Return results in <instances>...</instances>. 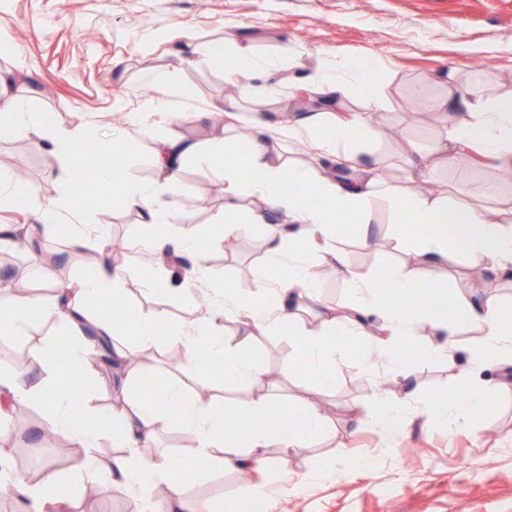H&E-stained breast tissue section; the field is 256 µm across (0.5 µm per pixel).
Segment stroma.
<instances>
[{
    "label": "stroma",
    "instance_id": "obj_1",
    "mask_svg": "<svg viewBox=\"0 0 512 512\" xmlns=\"http://www.w3.org/2000/svg\"><path fill=\"white\" fill-rule=\"evenodd\" d=\"M1 31L8 35L7 41H0V75L8 81V94L29 111L49 117L53 125H85L94 132L86 150L75 151L67 162L36 149L35 130L0 137V175L23 173L43 204L96 192L94 173L107 164L123 167L137 182L154 180L151 148L158 138L205 145L224 135L235 142L246 134L260 135V128L253 125L225 131L217 119L225 98L222 66L203 51L191 64L176 66L170 45L154 44L163 31L183 34L201 48L215 39L243 35L261 57L277 55L288 43L309 69H338L354 58L371 57L373 77L384 85L387 96L373 148L390 158L385 179L391 185L406 179L399 156L407 146L427 150L444 132L441 118L428 111L414 125L406 123L418 91L444 94L434 75L455 70L459 83H475L489 97L512 92V0H0ZM19 58L28 75H18ZM477 60L485 64L478 72L472 68ZM169 73L189 89L190 99L174 106L167 118L150 119L134 130L139 102L164 98L163 80ZM112 137L124 141V150L114 155L99 152L97 140ZM74 166L85 170V179L70 177ZM180 183L176 199L196 192L208 196L209 204L193 214L176 208L171 223L206 233L224 213L223 171L190 162ZM434 184L465 203L483 195L491 204L512 205V178L493 167H476L460 159L436 169L421 188L426 191ZM83 216L94 250L126 267L124 293L117 305L126 310L161 308L168 321L178 325L197 318L198 309L180 297L152 293L151 279L161 271L147 267L150 252L137 209L107 212L88 207ZM72 225L66 214L58 233L0 249V294H7L20 280L31 293L50 295L49 284L40 276L44 266L62 276L88 273L85 253L70 246ZM360 231L359 225H345L338 240L351 269L380 273L399 263L418 268L417 260L398 249L379 253L363 244ZM203 262L219 277L251 287L267 263L263 227L255 225L213 243ZM483 273V279L475 280L469 270L451 271L450 291L470 290L480 298L512 302V281L490 265ZM470 341V336L458 337L459 350L453 356L421 357L410 363L408 378H389L391 398L403 402L410 419L404 429L391 434L380 433L369 419L352 418L354 410L373 409L375 378L389 377L384 361L376 362L371 376L358 358L337 360L330 383L313 389L302 373L289 375L279 393L296 406L319 403L330 426L319 440L297 449L287 466L279 464V448L265 449L271 466L256 477L264 487L260 512H512V390L490 386L494 408L475 432H452L426 423V405L455 388L466 369L461 348ZM287 345V337L264 331L245 354L264 370L277 371ZM142 356L140 364L122 368L91 364L82 382L91 404L111 407L127 375L136 391L149 382L180 381L197 387L198 373L171 347L149 349ZM14 413L23 417V424L0 438V456L9 460L13 472L34 483L48 462L65 479L79 471L84 449L48 443L40 409L19 405ZM360 455L372 456L370 468L351 466V458ZM239 488L235 472L213 469L196 472L183 486L189 498L227 502ZM70 492L71 512L142 510L137 496L107 482L97 485L91 500L85 499L82 486H72Z\"/></svg>",
    "mask_w": 512,
    "mask_h": 512
}]
</instances>
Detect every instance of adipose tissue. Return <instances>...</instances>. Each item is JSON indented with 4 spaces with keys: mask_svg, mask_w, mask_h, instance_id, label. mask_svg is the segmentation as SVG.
I'll use <instances>...</instances> for the list:
<instances>
[{
    "mask_svg": "<svg viewBox=\"0 0 512 512\" xmlns=\"http://www.w3.org/2000/svg\"><path fill=\"white\" fill-rule=\"evenodd\" d=\"M206 51L222 64L225 81L236 89L235 95L224 100L228 127L251 121L245 103L260 92L274 99L285 95L294 100L306 85L318 96L320 106L309 114L291 113L279 125L266 126L238 165L225 161L232 147L227 138L207 146L162 138L152 147L153 182H135L112 167L98 169L95 180L113 200L140 210L146 243L159 262L174 254L193 256V263L182 271L183 289H175L172 280L162 278L156 282L159 292L176 291L190 302L196 296L194 283L212 279L198 260L197 235L168 221L180 172L191 161L224 172V222L217 226V233L231 237L248 225H263L268 267L257 272L251 289L213 287L216 303L206 316L188 326H171L165 336L157 331L166 321L160 310H134L120 323L110 314L90 312L89 303L122 290L123 268L107 262L96 263L85 275L53 278V293L46 298L0 297L1 336L28 335L33 323L43 320L56 324L70 339L65 357H58L49 345L35 344L28 349L26 367L0 368V420L7 417L5 401L35 405L44 411L47 427L66 442L83 448L115 447L117 453L109 469L93 470L89 480L108 482L136 495L145 512H224L223 503L188 499L182 488V472L206 466L227 471L265 469L269 461L262 454L264 448L275 445L287 455L326 431L329 419L319 405L306 403L299 427L282 433L263 428L262 423L274 413H287V406L271 410L270 399L263 397L228 407L220 399L205 401L192 396L172 382L155 392L124 397L113 404L112 416L107 419L89 407L79 385L59 387L58 375L63 373L74 380L82 376L99 338L116 336L123 329L133 336L138 348L180 347L194 370L220 369L225 387L247 388L262 383L264 372L244 355V348L256 332L284 327L288 330V351L282 361L283 373L300 371L308 382L322 383L344 354L337 345L343 338L355 347L367 342L381 345L387 369L403 376L407 369L400 352L415 347L419 325L431 323L441 340L425 347L429 357L456 351L458 335L471 330L479 334L466 348L473 367L472 374L465 377L466 397L452 392L428 406L430 422L455 430H476L488 406L480 372L502 375L512 371V323L503 319L502 303L462 292L449 294L447 279L427 278L402 264L386 269L380 279L369 270L351 271L337 241L343 219L369 223L375 199L385 195L395 208V241L400 252L416 254L424 265L438 269H474L489 264L512 276V206L495 208L496 219L491 222L485 207L451 204L423 193L416 179L427 170L430 155L446 165L465 155L475 164L511 174L512 93L488 99L457 86L453 74H440L447 93L429 100L428 108L453 111L454 122L428 152L413 149L402 156L406 181L389 191L384 186L387 156L378 153L372 160L363 158L378 137L372 116L385 107L384 90L372 78L369 62H349L340 74L319 67L301 81L282 75L276 63L256 57L250 44L244 42L229 49L216 41ZM353 89L359 92V110H342L343 100ZM32 127L41 130L40 147L63 160L69 158L76 143L88 138L82 127L46 126L40 113L23 111L19 100L0 94V133ZM287 138L311 149L308 161L285 165L279 146ZM246 198L254 199V206L243 207ZM311 253L317 255L318 265L307 263ZM322 270L348 281L347 317L339 319L320 309L316 283ZM303 308L313 318L312 328L291 324ZM229 320L241 323L231 337L219 330L220 322ZM88 324L93 326L94 336L86 335L84 327ZM218 412L226 422L221 432L212 425ZM107 420L112 423L108 431L103 428ZM243 420L253 421L254 426L242 446L232 425ZM160 424L181 428L195 449L194 455H142V447L151 441ZM159 481L169 487L162 503L151 495L153 484ZM59 482L58 472L49 465L35 484L9 468L0 469V483L31 501L36 512H66L67 500L46 493Z\"/></svg>",
    "mask_w": 512,
    "mask_h": 512,
    "instance_id": "1",
    "label": "adipose tissue"
}]
</instances>
